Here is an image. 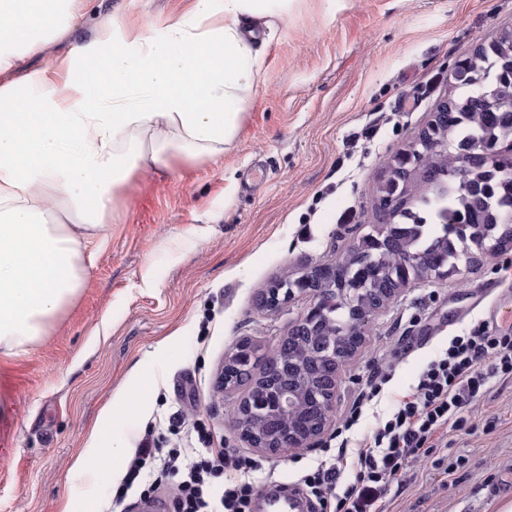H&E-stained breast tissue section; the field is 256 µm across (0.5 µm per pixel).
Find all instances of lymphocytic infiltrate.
Masks as SVG:
<instances>
[{"instance_id":"lymphocytic-infiltrate-1","label":"lymphocytic infiltrate","mask_w":512,"mask_h":512,"mask_svg":"<svg viewBox=\"0 0 512 512\" xmlns=\"http://www.w3.org/2000/svg\"><path fill=\"white\" fill-rule=\"evenodd\" d=\"M512 378V332L477 322L433 358L419 375L412 396L393 405L356 453L353 480H345L347 442L336 455L318 460L302 478L315 499V512H377L382 492L409 457L418 455L448 424L463 425L494 380ZM157 477H175L174 512H251L259 492L258 461L226 448L166 452L140 443L128 474L145 466ZM222 492H215V480Z\"/></svg>"}]
</instances>
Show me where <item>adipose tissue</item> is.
Listing matches in <instances>:
<instances>
[{"mask_svg":"<svg viewBox=\"0 0 512 512\" xmlns=\"http://www.w3.org/2000/svg\"><path fill=\"white\" fill-rule=\"evenodd\" d=\"M297 0H189L160 27L101 20L23 72L85 0H0V352H25L84 284L86 242L134 173L220 156Z\"/></svg>","mask_w":512,"mask_h":512,"instance_id":"1","label":"adipose tissue"}]
</instances>
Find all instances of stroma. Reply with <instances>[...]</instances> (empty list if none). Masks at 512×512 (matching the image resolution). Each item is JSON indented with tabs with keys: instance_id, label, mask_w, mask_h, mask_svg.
Instances as JSON below:
<instances>
[{
	"instance_id": "stroma-1",
	"label": "stroma",
	"mask_w": 512,
	"mask_h": 512,
	"mask_svg": "<svg viewBox=\"0 0 512 512\" xmlns=\"http://www.w3.org/2000/svg\"><path fill=\"white\" fill-rule=\"evenodd\" d=\"M187 0H86L66 37L31 69L94 35L115 12L159 26ZM512 30V0H301L265 57L266 76L222 157L137 173L118 216L90 240L78 296L28 352L0 356V512H137L144 494L168 502L173 480L127 481L143 437L164 448L213 444L256 459L262 482H298L325 448L285 457L250 447L231 427L239 393L213 392L240 339L273 351L309 305L296 294L276 314L258 294L274 279L336 262L377 223L387 162L412 141L448 93L456 62ZM512 247L463 277L413 282L370 326L338 373L342 418L370 373L393 377L348 431L350 448L411 395L427 363L483 320L471 291L498 277ZM429 336L421 348L409 339ZM143 405L120 426L122 395ZM123 466L98 474L77 459L111 439ZM433 448L406 461L380 512H496L512 500V381L493 382L464 427L440 430Z\"/></svg>"
}]
</instances>
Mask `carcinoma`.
I'll use <instances>...</instances> for the list:
<instances>
[{
	"label": "carcinoma",
	"instance_id": "cac0c4a2",
	"mask_svg": "<svg viewBox=\"0 0 512 512\" xmlns=\"http://www.w3.org/2000/svg\"><path fill=\"white\" fill-rule=\"evenodd\" d=\"M512 40L500 37L471 51L458 64L448 88V109L442 129L456 153L432 165V186L413 190L398 185L392 196V241L386 243L387 257L371 261L364 255H347L339 262L350 264L360 280L379 281V270L396 267L407 252L424 254L444 267L459 265L467 250L459 244L470 241L478 249L496 253L512 247ZM481 136L484 150L471 154L470 142ZM441 225V233L431 230ZM307 340L297 337L277 362L288 361L307 375L314 386L327 366L313 371L304 364ZM229 384L248 383L244 368L234 362L224 365Z\"/></svg>",
	"mask_w": 512,
	"mask_h": 512
}]
</instances>
